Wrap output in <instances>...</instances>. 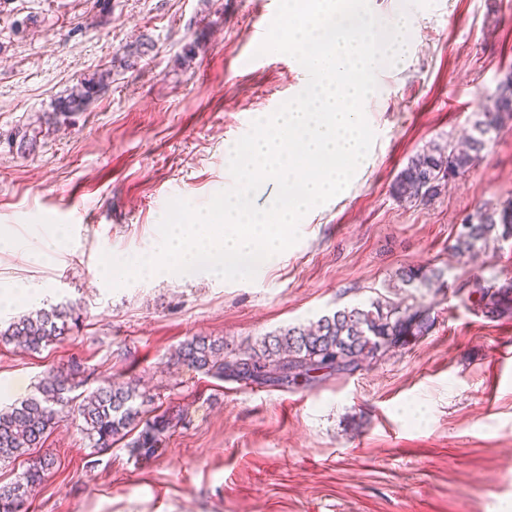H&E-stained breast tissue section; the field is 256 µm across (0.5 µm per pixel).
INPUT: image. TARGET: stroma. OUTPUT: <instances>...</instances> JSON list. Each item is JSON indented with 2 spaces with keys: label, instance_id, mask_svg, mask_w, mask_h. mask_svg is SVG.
<instances>
[{
  "label": "stroma",
  "instance_id": "obj_1",
  "mask_svg": "<svg viewBox=\"0 0 512 512\" xmlns=\"http://www.w3.org/2000/svg\"><path fill=\"white\" fill-rule=\"evenodd\" d=\"M278 0H0V324L58 303L79 317L37 352L0 346V409L79 361L80 393L132 381L173 426L151 455L95 453L71 413L42 448L54 460L27 512H512V314L488 319L456 295L476 275L512 283V240L452 251L464 219L512 203V116L481 161L429 200L392 185L417 154L471 131L512 73V0H371L409 12L406 60L377 72L364 106L375 133L365 174L299 226L254 281L199 273L109 290L100 257L157 251L174 198L205 206L233 180L226 154L259 114L306 83L257 54ZM134 65L116 67L113 57ZM83 110L58 103L93 73ZM35 146L22 148L30 124ZM445 287L408 288V268ZM27 296H18L19 287ZM429 307L430 333L354 371L285 387L218 380L173 358L194 336L234 353L344 306ZM110 75L111 70L109 69L84 78L79 87H77V90L73 91L66 101L60 103L57 112L79 111L86 103L98 95V92L104 87Z\"/></svg>",
  "mask_w": 512,
  "mask_h": 512
}]
</instances>
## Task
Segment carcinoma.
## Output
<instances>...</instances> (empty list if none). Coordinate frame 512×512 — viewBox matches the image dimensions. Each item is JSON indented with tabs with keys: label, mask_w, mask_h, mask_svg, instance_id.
Listing matches in <instances>:
<instances>
[{
	"label": "carcinoma",
	"mask_w": 512,
	"mask_h": 512,
	"mask_svg": "<svg viewBox=\"0 0 512 512\" xmlns=\"http://www.w3.org/2000/svg\"><path fill=\"white\" fill-rule=\"evenodd\" d=\"M111 71L94 73L84 79L57 111L77 112L94 99ZM512 114V76L501 82L491 107L477 119L461 149L439 144L411 159L394 183L400 198H431L441 192L448 179L473 168L485 149L486 136L497 129L504 115ZM512 239V204L501 209L486 208L477 218L461 225L453 250L465 254L491 241ZM443 271L407 269L401 273L404 285L428 286L442 280ZM478 295L482 314L490 319L512 314V286L495 279L466 281L456 289ZM77 323L66 304L24 315L7 328H0V343H16L38 351L66 335ZM434 324L428 309L417 305L377 299L369 307H344L321 316L310 326H290L262 338L260 344L243 352L224 354V342L204 337L184 341L178 351L182 364L220 380L284 386L312 373H340L354 370L359 362L376 360L412 338L429 334ZM78 363L50 371L37 385L36 394L0 412V462L27 454L43 446L45 436L71 409L82 420V431L91 447L103 451L130 435L139 433L128 447L153 454L162 442L172 419L163 414L144 417L145 393L131 382L113 380L101 385L73 405L71 393L83 384ZM52 462L35 461L14 481L0 485V512H25L33 489L41 483Z\"/></svg>",
	"instance_id": "cac0c4a2"
}]
</instances>
